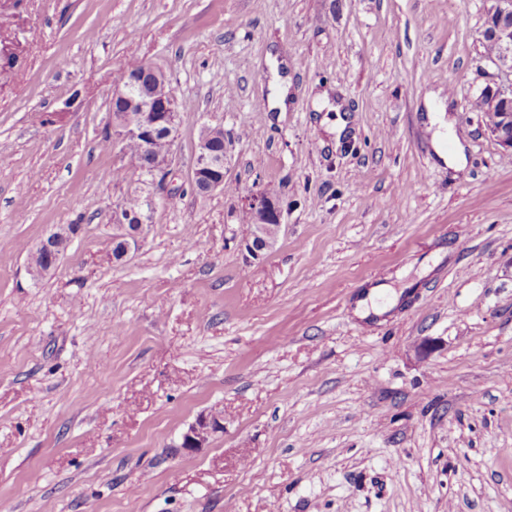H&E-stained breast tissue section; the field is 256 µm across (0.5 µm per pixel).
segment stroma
<instances>
[{"label":"stroma","instance_id":"obj_1","mask_svg":"<svg viewBox=\"0 0 512 512\" xmlns=\"http://www.w3.org/2000/svg\"><path fill=\"white\" fill-rule=\"evenodd\" d=\"M492 0H0V499L14 512H512V153L474 103ZM287 111L266 108L269 56ZM161 67L172 194L103 148ZM449 110L435 143L425 97ZM347 122L337 131V117ZM224 129L226 187L188 180ZM462 146L454 169L438 149ZM120 169V179L107 173ZM282 226L253 257L241 203ZM71 228L39 280L28 253ZM397 296L360 318L371 286ZM218 413L202 447L183 436ZM243 210L250 214L251 238L246 246L249 253L259 257L276 238L282 221L278 199L266 191L252 193L243 200ZM138 200L139 209L135 216H133V214L128 209H136L138 207ZM155 203L156 200L154 196H138V199L136 197H130L126 200V202L120 204L113 210V223L118 224V226L123 230L122 234L117 235L113 239L114 255L120 260L129 254L132 246H137L138 235L140 233L141 227L145 223V220L148 218L147 213L152 211ZM125 204L128 209L126 208ZM131 221L132 224H130Z\"/></svg>","mask_w":512,"mask_h":512}]
</instances>
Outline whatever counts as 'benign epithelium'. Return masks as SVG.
<instances>
[{
	"label": "benign epithelium",
	"instance_id": "1",
	"mask_svg": "<svg viewBox=\"0 0 512 512\" xmlns=\"http://www.w3.org/2000/svg\"><path fill=\"white\" fill-rule=\"evenodd\" d=\"M486 26L495 30L498 49L493 54V61L499 74L507 80L505 84L499 82L486 86L488 103L485 111L498 113L495 123L488 122L486 127L502 147L512 150V0H494V6L487 13ZM111 103L120 104L122 110L111 109V129L107 135L122 144L128 141L138 143L142 147V158L149 159L143 167L146 182L155 187L159 194H169L171 155L154 157L147 149L159 136L172 142L178 136L179 113L176 112V97L170 86L159 83L147 88L142 83L140 73L128 71L113 90ZM191 184L205 194L224 189V153L210 150L203 139L198 142ZM138 200L136 213H131L123 203L112 213L113 223L123 230L113 239L114 255L119 259L125 258L137 246L141 227L156 203L153 196H140ZM243 210L252 218L247 250L259 257L277 236L282 221L281 205L272 194L259 191L245 197ZM66 242L65 235L54 233L43 239L36 249L53 259ZM218 428L220 424L211 419L198 422L184 435L183 446H202L208 435Z\"/></svg>",
	"mask_w": 512,
	"mask_h": 512
}]
</instances>
